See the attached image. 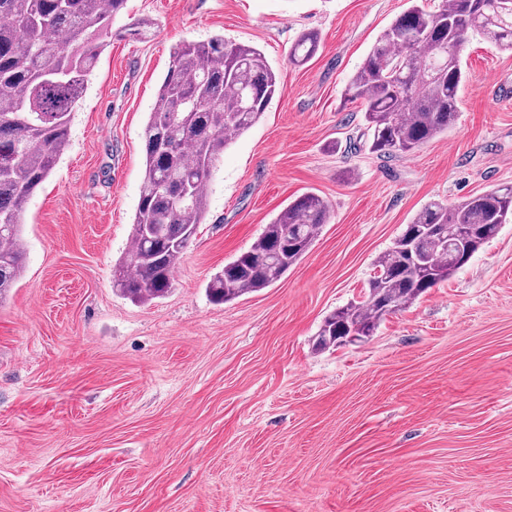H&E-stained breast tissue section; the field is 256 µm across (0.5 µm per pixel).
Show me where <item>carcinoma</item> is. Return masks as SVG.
Instances as JSON below:
<instances>
[{
    "mask_svg": "<svg viewBox=\"0 0 512 512\" xmlns=\"http://www.w3.org/2000/svg\"><path fill=\"white\" fill-rule=\"evenodd\" d=\"M127 0H0V296L23 268L22 215L69 140L71 115ZM384 29L351 76L347 92L361 100L368 150L410 155L448 132L459 112L465 78L461 51L476 33L512 52V0H422ZM307 31L288 50L295 65L319 48ZM263 53L222 36L181 41L144 130L145 174L133 219V246L118 264L113 287L134 304L163 297L189 242L207 214L206 182L224 149L252 127L279 92ZM169 125L167 146L155 140ZM330 221L313 192L291 202L251 247L207 284L218 303L278 282ZM512 222V185L448 205L431 201L374 263L365 298L325 317L314 341L323 351L368 340L386 316L452 276L462 264L439 241L465 239L474 255ZM418 244L410 254L406 243Z\"/></svg>",
    "mask_w": 512,
    "mask_h": 512,
    "instance_id": "carcinoma-1",
    "label": "carcinoma"
}]
</instances>
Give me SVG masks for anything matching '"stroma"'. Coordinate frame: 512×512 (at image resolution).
Wrapping results in <instances>:
<instances>
[{
  "label": "stroma",
  "mask_w": 512,
  "mask_h": 512,
  "mask_svg": "<svg viewBox=\"0 0 512 512\" xmlns=\"http://www.w3.org/2000/svg\"><path fill=\"white\" fill-rule=\"evenodd\" d=\"M407 0H128L24 214L0 301V512H512V223L369 340L323 352L376 258L427 203L512 184V53L469 36L455 125L406 157L354 149L346 85ZM320 35L305 65L288 49ZM259 48L282 86L216 162L209 213L163 298L112 287L143 132L173 46ZM329 205L261 291L206 286L290 200Z\"/></svg>",
  "instance_id": "1"
}]
</instances>
